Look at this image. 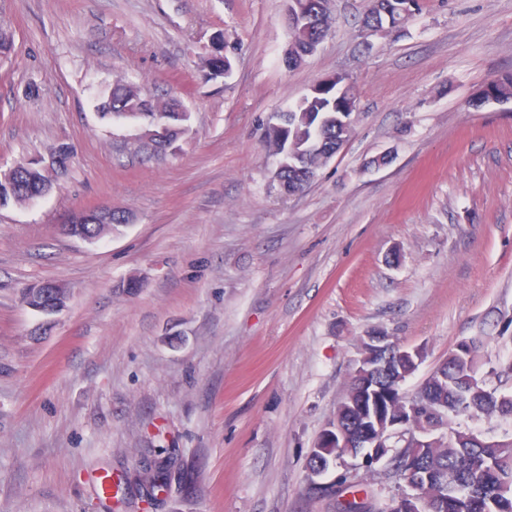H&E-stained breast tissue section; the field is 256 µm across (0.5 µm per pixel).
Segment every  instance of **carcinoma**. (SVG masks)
Segmentation results:
<instances>
[{
	"instance_id": "cac0c4a2",
	"label": "carcinoma",
	"mask_w": 512,
	"mask_h": 512,
	"mask_svg": "<svg viewBox=\"0 0 512 512\" xmlns=\"http://www.w3.org/2000/svg\"><path fill=\"white\" fill-rule=\"evenodd\" d=\"M332 18L321 23L311 20L290 31L293 60L303 57L313 43L327 35ZM203 66L212 80L224 77V54L221 40L203 58ZM512 99V75L488 82L480 96L482 101ZM354 86L346 79L323 82L322 93L315 100L300 101L288 112L276 113L277 125L268 127L266 139L282 154L284 165L278 178L286 182L285 193L303 190L329 159V151L348 140L352 127L342 116L356 111ZM105 114L136 118L143 112L152 114L155 127L164 135L155 141L153 154L162 156L173 148L188 131L190 116L175 99L156 101L132 82L112 83L107 98L100 103ZM18 188L10 192L0 189V205L9 201L29 202L45 194L52 176L36 163L21 164ZM86 221L73 225L74 232L102 238L115 227L126 223L124 212L112 211V218L100 217L97 210L85 212ZM483 341L471 337L460 341V348L448 353L445 361L419 388V397L448 419L460 414L470 417H511L512 394H504L487 383H479L481 362L478 356ZM415 372V366L396 359V376L387 384L385 394H372L371 385L359 375L352 377L343 399L337 406L344 434L325 443L309 456L308 469L322 474L336 465V460L356 457L363 449L354 447L361 438L363 418L358 410L365 402L370 416L385 422L396 418L406 404L403 384ZM426 462L436 475V483L421 489L429 499L427 512H512V442L490 440L471 429H455L448 435L446 448H406L390 458L389 475L403 487L407 480V459ZM171 459H161L144 467L136 475V483L148 492L160 491L167 484Z\"/></svg>"
}]
</instances>
